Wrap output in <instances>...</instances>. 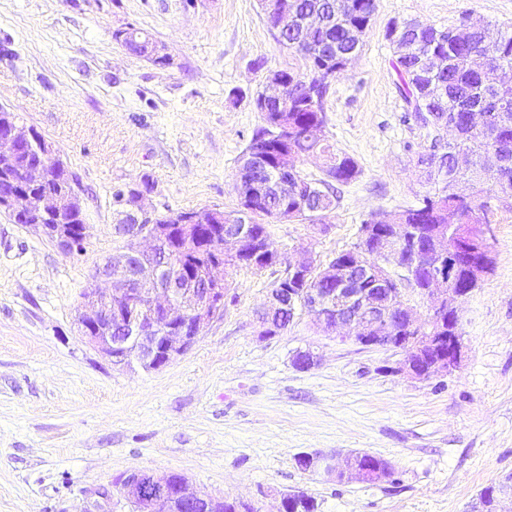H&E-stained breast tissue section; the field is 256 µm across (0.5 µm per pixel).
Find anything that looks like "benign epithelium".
I'll return each instance as SVG.
<instances>
[{"label":"benign epithelium","mask_w":512,"mask_h":512,"mask_svg":"<svg viewBox=\"0 0 512 512\" xmlns=\"http://www.w3.org/2000/svg\"><path fill=\"white\" fill-rule=\"evenodd\" d=\"M302 24L308 28L323 25L319 17L304 20L292 10H284L278 16L275 31L282 34ZM473 64L488 73L493 85L512 81V73L493 68L482 56L473 58ZM286 78L280 72L268 75L265 90L259 105L262 108L283 97ZM28 136L15 126L0 130V208L14 221L29 220L39 224L43 234L60 248L72 252L76 249L74 234L62 224H45L43 218L52 212L56 200L47 197L38 204L18 188L26 181L43 179L52 170L64 167L60 160L46 162L52 154L50 146L41 142L40 151L45 161L34 166L16 168L11 158L16 155ZM143 196H138L123 214V223L118 225L122 235L127 237L124 249L107 260L95 272L97 278L112 279L111 292L104 295L97 288L87 289L91 312L78 316L82 336L87 343L112 360L115 365L130 367L138 363L149 369H159L182 355L197 339L203 329L217 319L224 317V278L214 271L224 267L217 260L203 271L202 277L188 281L181 277L178 265H173L164 282L158 283L149 275L150 260L157 257L158 248L167 242L171 228L162 224H146L149 212L144 208ZM251 242L250 226L233 224L224 232V255L236 256ZM436 266L426 294L431 301L428 313L430 326L413 319L415 309L410 304L409 286L394 279L385 269L384 262L399 261L401 251L384 243L378 252L380 258L375 265L364 264L360 259L346 262L341 268L325 265L326 275L337 281V286L324 290L305 288L301 302L310 315L326 332L349 333L354 341L365 348L387 345L403 352V358L393 367L396 374H406L414 379L426 380L438 371L452 373L462 361L463 337L460 329L451 336H444L446 330L441 318L445 307L453 310L465 294L451 287L453 269L444 268L442 262L448 258V233L436 232L432 239ZM459 252L466 253L471 261L470 277L478 285L491 266L496 264V253L486 243L484 234H479L476 245L461 246ZM363 271L364 278L373 281L371 288H357L348 281L347 268ZM297 294L288 292V298L273 293L269 298L265 315L259 319L265 328L276 316L287 311L295 313ZM448 343V355L439 356L422 363L424 351L433 350ZM307 469L324 470L336 475H349L362 479L355 454L346 456L345 468L339 470L327 462V456L320 453L307 455ZM130 500L135 512H180L183 503L200 509V512H217L218 501L189 489L184 480L177 486V492L169 487V476H158L151 472L131 470L113 482V489L101 493L104 498L112 492Z\"/></svg>","instance_id":"1"}]
</instances>
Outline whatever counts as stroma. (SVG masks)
<instances>
[{"label": "stroma", "instance_id": "obj_1", "mask_svg": "<svg viewBox=\"0 0 512 512\" xmlns=\"http://www.w3.org/2000/svg\"><path fill=\"white\" fill-rule=\"evenodd\" d=\"M479 18L512 30V0H377L352 65L331 81L324 134L361 173L324 226L273 222L289 260L325 264L359 241L371 213L413 205L427 185L416 155L428 132L396 88L394 20L435 27ZM135 27L163 45L162 66L126 50ZM305 73L259 0H0V104L76 174L88 224L70 253L0 212V512H133L102 498L128 470L179 473L212 498L277 512L301 490L318 512H472L480 490L512 476V205L492 202L497 264L460 305L459 369L419 381L303 315L261 338L270 271L230 269L224 317L161 369L118 367L77 318L95 270L125 240L113 195L150 181L166 215L237 209L239 159L262 119L268 71ZM320 360L296 370V350ZM366 452L386 481L297 468V454Z\"/></svg>", "mask_w": 512, "mask_h": 512}]
</instances>
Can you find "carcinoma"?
<instances>
[{
    "mask_svg": "<svg viewBox=\"0 0 512 512\" xmlns=\"http://www.w3.org/2000/svg\"><path fill=\"white\" fill-rule=\"evenodd\" d=\"M288 3L304 17L316 15L326 19L325 27L313 37L299 28L280 40L288 48L305 51L321 71L303 75V80L287 92L284 104L273 112H262L264 125L253 132L243 155L265 156L267 166L242 164L238 170L243 186L261 190L262 196L252 203L242 196L239 208L225 213V217L236 224L251 225L254 236L264 240L269 238L267 225L262 223L265 218L311 224L322 222L339 204V187L350 183L360 173L353 157L333 152L326 143L323 134L327 123L326 99L330 93L332 66L346 51H361L363 40L356 38L355 33H366L377 9L376 0H282V4ZM456 30V26L444 29L431 26L417 34L396 20L387 26L388 41L396 38L399 43L409 45V52L398 56L393 67L408 111L431 136L429 145L417 157L421 177L431 189L418 196L415 205L391 214V224L421 225L432 232L451 223L449 211L453 208L460 212L464 224H488V200H512V83L491 86L472 64V55L477 53L492 66L512 71V31L493 24L464 36L457 35ZM432 53L441 56L442 68L423 80L422 61ZM490 95L495 96L498 106L487 104ZM474 112L485 114L484 129L470 125ZM450 115L457 120L458 136L448 144L437 138V126ZM457 152L471 157V167L458 175L450 166ZM491 153L506 160L507 166L498 170L489 166L486 157ZM314 155L325 158L319 178L299 170L292 176L286 168L276 169L273 162L276 158L295 166ZM191 217L199 224L211 226L208 242L222 241L226 221L224 217L212 215L207 208L153 217L148 223L174 226ZM179 246L183 248L186 262L197 273L213 256L211 250L202 249L201 243L192 237H180ZM429 253L427 242H422L420 265L415 274V285L420 289L429 288L424 267L430 260ZM287 285L299 291L307 285L334 288L336 281L329 280L324 270L315 265L305 282L289 278L285 269L279 271L272 291ZM358 464L368 471L370 482L377 481L375 472L378 470L388 479L394 474L390 462L369 453H361ZM506 487L503 483L483 488L478 494L477 512H494L497 495Z\"/></svg>",
    "mask_w": 512,
    "mask_h": 512,
    "instance_id": "1",
    "label": "carcinoma"
}]
</instances>
